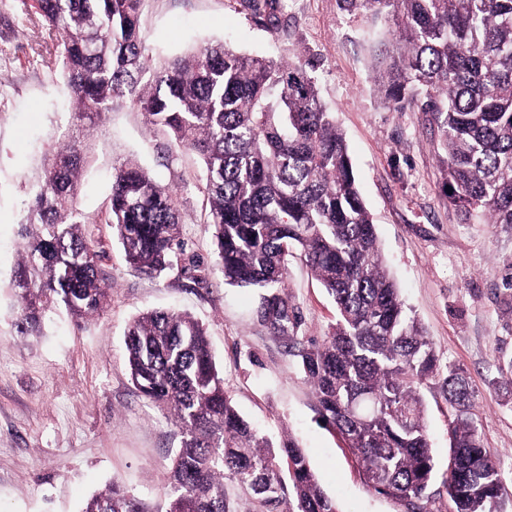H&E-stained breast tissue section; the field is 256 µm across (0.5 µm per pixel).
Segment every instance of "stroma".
Returning <instances> with one entry per match:
<instances>
[{
	"instance_id": "obj_1",
	"label": "stroma",
	"mask_w": 512,
	"mask_h": 512,
	"mask_svg": "<svg viewBox=\"0 0 512 512\" xmlns=\"http://www.w3.org/2000/svg\"><path fill=\"white\" fill-rule=\"evenodd\" d=\"M140 13L156 57L223 40L246 54L308 60L346 136L407 312L432 341L439 365L466 373L483 444L504 475L497 510L512 512V383L497 370L500 358L512 355V295L505 290L512 232L462 221L448 202L428 114L408 103L394 108L380 92L385 57L397 49L391 22L352 14L340 0H288L272 22L248 0H142ZM70 125L61 65L35 0H0V512H80L115 479L138 497L159 495L181 433L134 389L124 332L143 312L168 308L206 325L238 411L273 442L298 440L341 512H404L399 501L367 486L354 454L320 421L315 394L290 351L291 341L322 339L336 319L332 299L303 261L288 264V295L300 313L292 339L260 326L256 294L225 284L220 274L198 284L187 274L150 278L126 266L110 227L97 221L112 164L124 159L176 193L188 251L203 266L213 263L200 157L170 148L130 105L105 113L87 142L79 194L90 220L86 233L103 253L100 273L112 283L108 306L82 326L61 315L42 335L17 334L11 276L20 258L19 221L44 153ZM421 393L436 461L427 512H453L444 485L451 410L441 380Z\"/></svg>"
}]
</instances>
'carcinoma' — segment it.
<instances>
[{
	"label": "carcinoma",
	"mask_w": 512,
	"mask_h": 512,
	"mask_svg": "<svg viewBox=\"0 0 512 512\" xmlns=\"http://www.w3.org/2000/svg\"><path fill=\"white\" fill-rule=\"evenodd\" d=\"M71 92L74 132L51 149L21 219L22 259L12 275L16 329L40 332L63 310L76 322L103 312L112 284L78 206L85 131L118 105L143 112L171 147L200 154L204 223L214 262L185 257L177 196L136 161L112 166L96 219L112 229L132 270L160 278L213 271L259 292L258 321L293 336L298 312L285 292L297 253L336 306L320 341L297 351L323 424L336 432L378 494L426 512L434 460L420 388L440 375L433 344L408 316L356 186L343 132L302 62L240 53L221 42L154 66L140 27L142 0H36ZM350 12L390 19L404 51L391 58L385 95L421 102L439 132L452 194L469 220L512 228V0H341ZM152 78L143 81L145 73ZM132 383L168 411L182 441L158 501L114 479L81 512H340L304 448L259 436L224 391L207 328L180 311L151 310L125 331ZM448 499L454 512H495L502 477L482 444L464 371L444 378Z\"/></svg>",
	"instance_id": "carcinoma-1"
}]
</instances>
